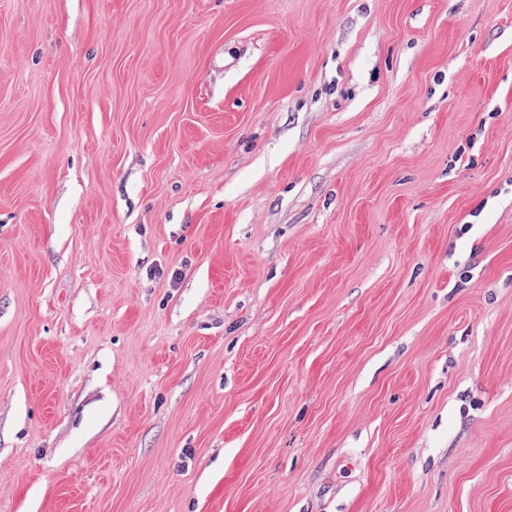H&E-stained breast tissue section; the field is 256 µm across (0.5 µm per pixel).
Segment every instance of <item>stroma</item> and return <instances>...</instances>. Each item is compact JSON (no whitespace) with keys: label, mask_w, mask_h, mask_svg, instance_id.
Wrapping results in <instances>:
<instances>
[{"label":"stroma","mask_w":512,"mask_h":512,"mask_svg":"<svg viewBox=\"0 0 512 512\" xmlns=\"http://www.w3.org/2000/svg\"><path fill=\"white\" fill-rule=\"evenodd\" d=\"M0 512H512V0H0Z\"/></svg>","instance_id":"obj_1"}]
</instances>
